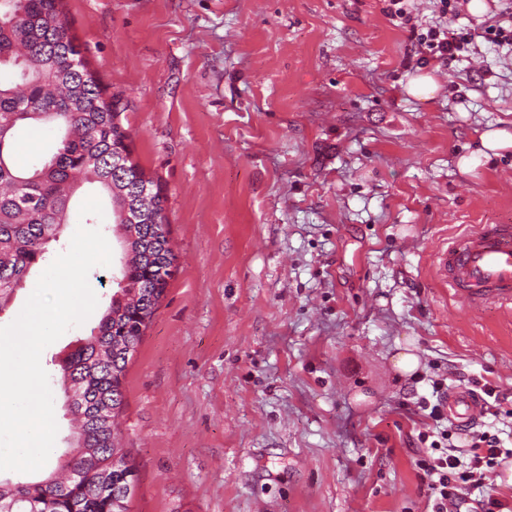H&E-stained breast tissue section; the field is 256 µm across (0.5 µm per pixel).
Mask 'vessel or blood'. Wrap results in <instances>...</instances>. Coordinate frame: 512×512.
I'll return each instance as SVG.
<instances>
[{
	"instance_id": "obj_1",
	"label": "vessel or blood",
	"mask_w": 512,
	"mask_h": 512,
	"mask_svg": "<svg viewBox=\"0 0 512 512\" xmlns=\"http://www.w3.org/2000/svg\"><path fill=\"white\" fill-rule=\"evenodd\" d=\"M436 271L454 297L470 309L489 303L512 311V224H481L455 237L436 257ZM448 420L478 423L482 402L466 389L448 392Z\"/></svg>"
}]
</instances>
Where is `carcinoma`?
<instances>
[{
  "instance_id": "cac0c4a2",
  "label": "carcinoma",
  "mask_w": 512,
  "mask_h": 512,
  "mask_svg": "<svg viewBox=\"0 0 512 512\" xmlns=\"http://www.w3.org/2000/svg\"><path fill=\"white\" fill-rule=\"evenodd\" d=\"M62 0H0V308L30 269L47 260L74 218L84 182L108 194L125 261L97 329L61 364L72 391L73 450L42 480L0 481V512H132L136 477L122 445L123 379L172 278L167 196L132 157V134L115 119L80 45L60 22ZM47 130V156L17 163L22 130Z\"/></svg>"
}]
</instances>
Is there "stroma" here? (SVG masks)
Here are the masks:
<instances>
[{
	"label": "stroma",
	"instance_id": "stroma-1",
	"mask_svg": "<svg viewBox=\"0 0 512 512\" xmlns=\"http://www.w3.org/2000/svg\"><path fill=\"white\" fill-rule=\"evenodd\" d=\"M383 0H63L133 158L168 196L176 269L126 369L133 512H429L417 462L432 383L486 382L512 435V315L470 311L434 270L478 224L512 223V65L485 50L418 67ZM439 85L409 96L419 75ZM91 269L98 304L42 353L58 433L60 365L98 326L124 252ZM419 359L405 376L399 346ZM479 139L482 149L478 150V155L485 159L512 148V133L504 128L485 130L479 135Z\"/></svg>",
	"mask_w": 512,
	"mask_h": 512
}]
</instances>
